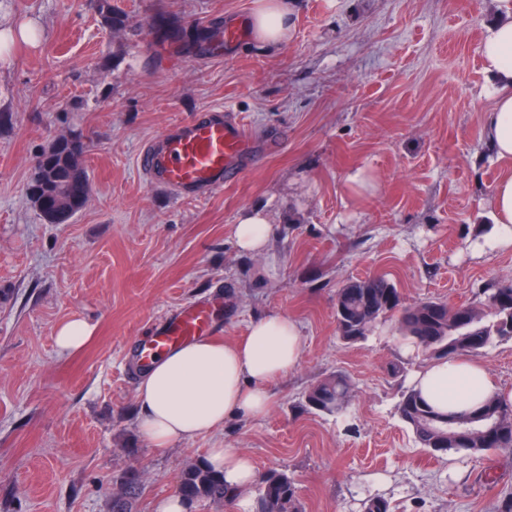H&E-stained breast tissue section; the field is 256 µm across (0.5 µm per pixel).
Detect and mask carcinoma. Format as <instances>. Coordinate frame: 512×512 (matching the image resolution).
<instances>
[{
  "mask_svg": "<svg viewBox=\"0 0 512 512\" xmlns=\"http://www.w3.org/2000/svg\"><path fill=\"white\" fill-rule=\"evenodd\" d=\"M85 146L59 140L39 156L41 175H33L28 195L40 215L63 224L75 213L70 199L86 201L90 183L78 157ZM468 316L448 315V303L428 299L410 306L401 303L397 288L384 276L352 279L336 290V330L347 343L366 340L383 319L396 318L406 339L434 359L480 355L497 342L512 339V282L491 279L478 290V300L463 305ZM354 392L343 373L329 375L310 387L302 408L327 415L347 411ZM399 418L411 430L417 446L431 454L449 451L481 457L512 449V404L490 399L478 410L460 416L440 413L412 389L397 405ZM111 512H135L143 480L136 471L116 478ZM179 494L190 502L229 503L224 475L199 461L181 476ZM255 512H304L292 476L270 470L260 480Z\"/></svg>",
  "mask_w": 512,
  "mask_h": 512,
  "instance_id": "carcinoma-1",
  "label": "carcinoma"
}]
</instances>
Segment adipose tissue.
Segmentation results:
<instances>
[{
  "mask_svg": "<svg viewBox=\"0 0 512 512\" xmlns=\"http://www.w3.org/2000/svg\"><path fill=\"white\" fill-rule=\"evenodd\" d=\"M507 16L490 26L483 42L485 70L496 83L493 106L483 115L491 151L498 161H512V0ZM291 23L288 0H263L250 20L255 40L286 41ZM492 226L478 239L480 251L512 248V172L491 189ZM275 225L266 208L240 212L234 226L237 249L244 254L267 251ZM301 328L279 313L254 319L247 336L234 343L202 337L158 356L143 372L138 390V427L157 448L181 440L220 433L233 419H258L271 404L270 386L296 368ZM412 387L437 411L463 414L479 409L502 391L483 364L461 356L439 359L419 371ZM206 461L224 475V486L240 512H250L247 495L258 481L251 458L235 448L210 449Z\"/></svg>",
  "mask_w": 512,
  "mask_h": 512,
  "instance_id": "ef3b65f1",
  "label": "adipose tissue"
}]
</instances>
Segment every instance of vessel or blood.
Returning a JSON list of instances; mask_svg holds the SVG:
<instances>
[{
  "mask_svg": "<svg viewBox=\"0 0 512 512\" xmlns=\"http://www.w3.org/2000/svg\"><path fill=\"white\" fill-rule=\"evenodd\" d=\"M249 154L242 124L223 108L207 107L147 144L139 164L176 199L201 200L221 191ZM217 317L216 306L192 302L159 320L151 336L136 347L140 365L149 366L163 352L196 337L214 335Z\"/></svg>",
  "mask_w": 512,
  "mask_h": 512,
  "instance_id": "b4317fda",
  "label": "vessel or blood"
}]
</instances>
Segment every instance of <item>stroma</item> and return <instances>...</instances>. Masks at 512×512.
Listing matches in <instances>:
<instances>
[{
  "instance_id": "obj_1",
  "label": "stroma",
  "mask_w": 512,
  "mask_h": 512,
  "mask_svg": "<svg viewBox=\"0 0 512 512\" xmlns=\"http://www.w3.org/2000/svg\"><path fill=\"white\" fill-rule=\"evenodd\" d=\"M257 2L112 0L127 19L117 31L99 0H0L37 27L35 43L0 51V112L13 116L0 127V512H110L126 470L145 475L136 512H153L221 445L290 474L304 512H362L373 496L390 512H496L512 491V454L436 458L415 444L396 407L428 359L394 321L348 344L334 315L337 288L378 274L407 305L468 304L488 279L512 281V249L471 248L506 169L483 136L481 43L499 0H291L287 42L226 43ZM216 105L248 127L249 158L222 191L174 199L138 154ZM73 133L90 196L50 224L27 185L41 151ZM359 169L377 195L350 194ZM257 204L276 227L254 257L233 228ZM194 300L223 301L221 341L268 312L298 321L301 359L264 417L156 448L137 428L133 349ZM73 316L95 338L63 356L55 329ZM334 372L355 384L347 412L302 411Z\"/></svg>"
}]
</instances>
